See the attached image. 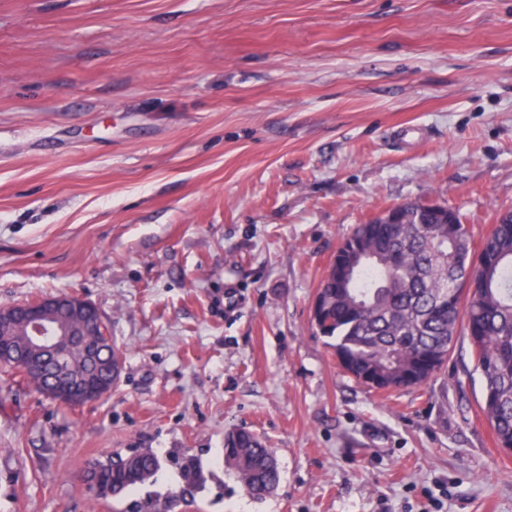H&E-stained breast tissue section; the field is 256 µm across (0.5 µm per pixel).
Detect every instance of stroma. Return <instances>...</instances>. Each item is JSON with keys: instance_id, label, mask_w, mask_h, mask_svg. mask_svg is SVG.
I'll list each match as a JSON object with an SVG mask.
<instances>
[{"instance_id": "stroma-1", "label": "stroma", "mask_w": 512, "mask_h": 512, "mask_svg": "<svg viewBox=\"0 0 512 512\" xmlns=\"http://www.w3.org/2000/svg\"><path fill=\"white\" fill-rule=\"evenodd\" d=\"M410 200L477 238L512 208V0H0V306L82 296L123 357L72 409L0 374V512H112L83 471L129 448L200 454L202 512H512L467 338L386 395L312 322ZM224 465L254 501H264L280 484L281 472L272 448L249 430L241 428L225 434Z\"/></svg>"}]
</instances>
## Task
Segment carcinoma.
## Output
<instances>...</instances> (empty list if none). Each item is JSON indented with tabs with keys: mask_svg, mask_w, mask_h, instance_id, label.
Returning <instances> with one entry per match:
<instances>
[{
	"mask_svg": "<svg viewBox=\"0 0 512 512\" xmlns=\"http://www.w3.org/2000/svg\"><path fill=\"white\" fill-rule=\"evenodd\" d=\"M398 208L404 223L359 224L341 241L333 265L354 254L359 273L346 282L334 269L323 277L315 325L341 368L382 392L422 385L447 364L456 337L469 335L483 382L482 415L499 447L511 449L512 211L500 213L476 247L459 211L443 207L456 223L450 233L441 215L422 202ZM1 348L26 352L22 337L9 327L0 328ZM115 351L112 342L103 343L98 368L81 363L77 353L65 367L44 359L38 374L8 358L0 369L71 407L76 399L56 392L61 369L104 378L103 365ZM166 462L179 471L181 484L161 496L149 487ZM224 465L254 501H264L280 484L273 450L249 430L225 434ZM84 479L96 497L124 504L117 512H176L195 502L206 482L199 458L184 448L164 458L148 448L111 453L92 462Z\"/></svg>",
	"mask_w": 512,
	"mask_h": 512,
	"instance_id": "cac0c4a2",
	"label": "carcinoma"
}]
</instances>
